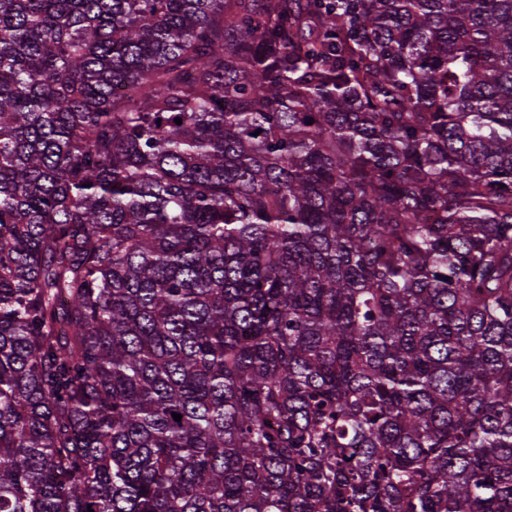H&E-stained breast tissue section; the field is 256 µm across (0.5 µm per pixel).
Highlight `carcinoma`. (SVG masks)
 <instances>
[{
    "label": "carcinoma",
    "instance_id": "cac0c4a2",
    "mask_svg": "<svg viewBox=\"0 0 512 512\" xmlns=\"http://www.w3.org/2000/svg\"><path fill=\"white\" fill-rule=\"evenodd\" d=\"M90 509L512 512V0H0V512Z\"/></svg>",
    "mask_w": 512,
    "mask_h": 512
}]
</instances>
